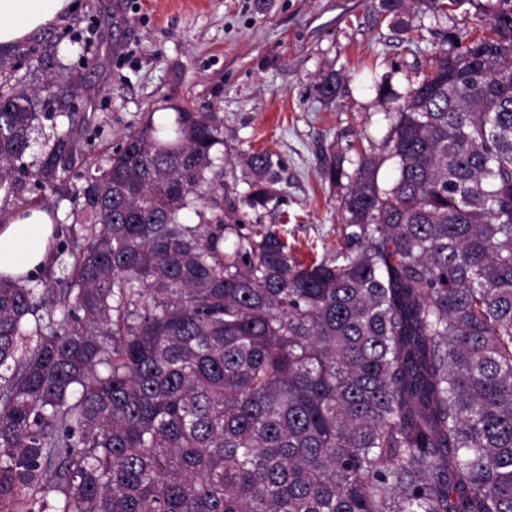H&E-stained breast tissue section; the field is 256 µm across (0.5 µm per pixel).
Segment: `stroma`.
I'll use <instances>...</instances> for the list:
<instances>
[{
    "label": "stroma",
    "instance_id": "obj_1",
    "mask_svg": "<svg viewBox=\"0 0 512 512\" xmlns=\"http://www.w3.org/2000/svg\"><path fill=\"white\" fill-rule=\"evenodd\" d=\"M75 2L11 51L0 83L36 91V112L58 125L74 109L91 115L81 147L100 167L146 116L170 124L182 105L221 113L224 142L212 157L224 183L212 196L243 223L287 231L306 259L333 257L340 242L347 188L325 177L322 155H341L350 173L362 152L383 153L400 96L445 49L446 33L465 43L488 31L495 0H459L444 18L430 0H404L387 16L379 0ZM331 74L340 80L332 101L318 91ZM73 83L75 104L65 94ZM261 151L272 157L274 182L267 205L254 209L245 156ZM82 183L70 173L65 192L47 196L27 182L22 195L0 199V212L44 198L61 224L74 225Z\"/></svg>",
    "mask_w": 512,
    "mask_h": 512
}]
</instances>
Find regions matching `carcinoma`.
<instances>
[{
    "label": "carcinoma",
    "instance_id": "cac0c4a2",
    "mask_svg": "<svg viewBox=\"0 0 512 512\" xmlns=\"http://www.w3.org/2000/svg\"><path fill=\"white\" fill-rule=\"evenodd\" d=\"M435 58L342 199L336 257L226 222L224 118L149 113L83 174L43 294L0 277V512H512V0ZM0 86V193L36 130ZM51 125L34 181L85 165ZM394 180H379L383 163ZM247 163L271 197V155Z\"/></svg>",
    "mask_w": 512,
    "mask_h": 512
}]
</instances>
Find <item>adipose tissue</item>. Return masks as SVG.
Listing matches in <instances>:
<instances>
[{"label":"adipose tissue","instance_id":"ef3b65f1","mask_svg":"<svg viewBox=\"0 0 512 512\" xmlns=\"http://www.w3.org/2000/svg\"><path fill=\"white\" fill-rule=\"evenodd\" d=\"M73 0H0V50L71 12ZM59 232L46 210L0 215V276L21 278L46 265Z\"/></svg>","mask_w":512,"mask_h":512}]
</instances>
